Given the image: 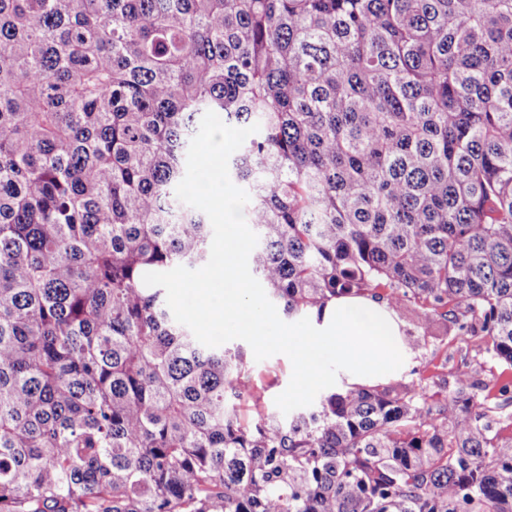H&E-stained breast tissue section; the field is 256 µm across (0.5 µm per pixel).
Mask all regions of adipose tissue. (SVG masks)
I'll return each instance as SVG.
<instances>
[{
    "label": "adipose tissue",
    "instance_id": "1",
    "mask_svg": "<svg viewBox=\"0 0 512 512\" xmlns=\"http://www.w3.org/2000/svg\"><path fill=\"white\" fill-rule=\"evenodd\" d=\"M248 251L244 235L231 234L224 241V261L208 268L201 323L212 318V296L224 294V320L237 332L262 344L284 348L299 371L298 390L322 383L328 362L342 369L346 386H375L400 375L411 357L395 312L382 301L364 295H344L313 312L303 334L271 337L261 324L257 309L244 298L242 264Z\"/></svg>",
    "mask_w": 512,
    "mask_h": 512
}]
</instances>
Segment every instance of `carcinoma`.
I'll use <instances>...</instances> for the list:
<instances>
[{
  "label": "carcinoma",
  "instance_id": "obj_1",
  "mask_svg": "<svg viewBox=\"0 0 512 512\" xmlns=\"http://www.w3.org/2000/svg\"><path fill=\"white\" fill-rule=\"evenodd\" d=\"M263 298L414 300L512 371V0H0V512H512V379L241 422L174 313L198 142ZM225 133V139L223 134H221L214 144L205 147V157L208 164L214 171H217L221 166L223 147L225 155L231 154L236 150V135L227 132Z\"/></svg>",
  "mask_w": 512,
  "mask_h": 512
}]
</instances>
